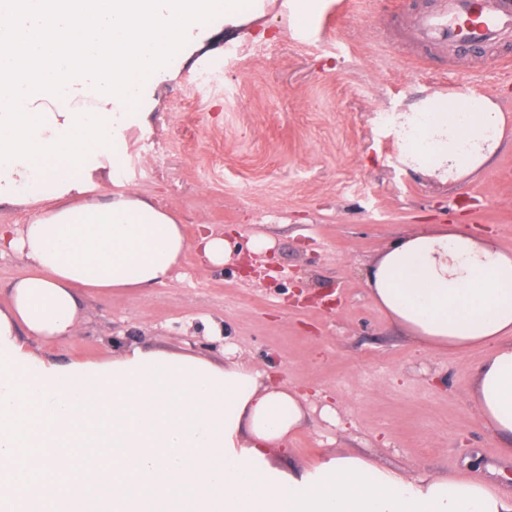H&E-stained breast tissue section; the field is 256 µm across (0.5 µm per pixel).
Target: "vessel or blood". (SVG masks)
Listing matches in <instances>:
<instances>
[{"label":"vessel or blood","mask_w":512,"mask_h":512,"mask_svg":"<svg viewBox=\"0 0 512 512\" xmlns=\"http://www.w3.org/2000/svg\"><path fill=\"white\" fill-rule=\"evenodd\" d=\"M402 39L461 55L511 40L512 0H435L431 11L410 16Z\"/></svg>","instance_id":"1"}]
</instances>
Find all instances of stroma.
<instances>
[{
	"label": "stroma",
	"mask_w": 512,
	"mask_h": 512,
	"mask_svg": "<svg viewBox=\"0 0 512 512\" xmlns=\"http://www.w3.org/2000/svg\"><path fill=\"white\" fill-rule=\"evenodd\" d=\"M283 0L203 49L169 62L144 95L145 123L123 132L115 184L173 213L187 241L202 225L233 247L221 266L186 249L167 285L83 300L79 333L34 341L53 359L98 361L127 348L223 361L225 346L284 387L312 394L288 443L306 465L353 451L398 470L470 475L502 455L472 405L485 349L434 352L370 297L367 273L398 238L432 224L491 230L512 251V42L457 65L394 33L431 0H346L332 34L300 35ZM222 62L209 87L199 75ZM444 89L492 99L509 124L484 168L448 183L409 169L387 118ZM269 241L253 252L250 238ZM332 404L337 421L324 419Z\"/></svg>",
	"instance_id": "35a3bbf8"
}]
</instances>
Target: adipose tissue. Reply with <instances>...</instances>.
I'll return each instance as SVG.
<instances>
[{
	"instance_id": "1",
	"label": "adipose tissue",
	"mask_w": 512,
	"mask_h": 512,
	"mask_svg": "<svg viewBox=\"0 0 512 512\" xmlns=\"http://www.w3.org/2000/svg\"><path fill=\"white\" fill-rule=\"evenodd\" d=\"M265 0H0V251L28 270L0 307V512H512L482 470L408 475L361 453L284 464L307 397L237 360L133 347L60 362L90 293L173 279L181 225L137 194L94 198L96 160L134 119L165 63L218 26L263 15ZM405 160L455 182L498 152L494 101L434 92L391 115ZM371 297L432 351L491 346L472 400L512 457V252L460 225L414 231L385 249Z\"/></svg>"
}]
</instances>
